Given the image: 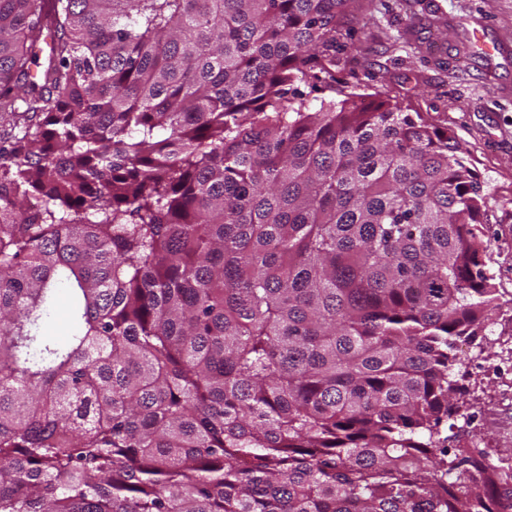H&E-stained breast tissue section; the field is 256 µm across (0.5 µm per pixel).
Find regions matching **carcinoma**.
<instances>
[{"label": "carcinoma", "mask_w": 512, "mask_h": 512, "mask_svg": "<svg viewBox=\"0 0 512 512\" xmlns=\"http://www.w3.org/2000/svg\"><path fill=\"white\" fill-rule=\"evenodd\" d=\"M374 3L0 0V512H512V449L441 436L487 198L336 87ZM43 334L61 343H65L69 336L73 334L67 314V300L65 296L59 299L55 313L44 323Z\"/></svg>", "instance_id": "carcinoma-1"}]
</instances>
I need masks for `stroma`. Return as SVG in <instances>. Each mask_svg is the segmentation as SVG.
Here are the masks:
<instances>
[{
    "instance_id": "stroma-1",
    "label": "stroma",
    "mask_w": 512,
    "mask_h": 512,
    "mask_svg": "<svg viewBox=\"0 0 512 512\" xmlns=\"http://www.w3.org/2000/svg\"><path fill=\"white\" fill-rule=\"evenodd\" d=\"M481 29L499 53H480ZM345 44L337 86L400 96L458 135L488 199L487 267L500 305L512 310V0H376ZM510 334L512 325L497 324L487 348L464 346L468 408L442 425L449 442L512 448V355L495 342Z\"/></svg>"
}]
</instances>
